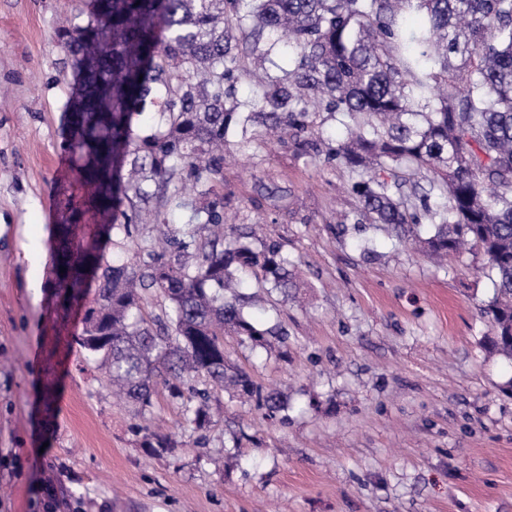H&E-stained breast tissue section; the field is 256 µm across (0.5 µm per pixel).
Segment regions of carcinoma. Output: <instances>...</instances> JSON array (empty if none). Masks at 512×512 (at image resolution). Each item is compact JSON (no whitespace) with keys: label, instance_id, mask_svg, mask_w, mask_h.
<instances>
[{"label":"carcinoma","instance_id":"carcinoma-1","mask_svg":"<svg viewBox=\"0 0 512 512\" xmlns=\"http://www.w3.org/2000/svg\"><path fill=\"white\" fill-rule=\"evenodd\" d=\"M85 13L58 35L75 72L64 147L78 186L58 191L67 247L50 287L65 310L87 301L73 344L139 413L159 378L172 398L189 394L198 429L226 384L271 417L285 409L247 373L227 375L224 333L263 347L287 332L224 291L242 272L286 291L293 261L224 224V150L268 152L271 133L282 145L290 132L305 154L319 112L338 123L326 161L355 200L341 223L379 224L437 257L480 250L488 348L512 362V0H85ZM414 13L425 22L410 32ZM133 224L156 225L165 248ZM115 230L136 263L108 257ZM151 295L163 314L146 311Z\"/></svg>","mask_w":512,"mask_h":512}]
</instances>
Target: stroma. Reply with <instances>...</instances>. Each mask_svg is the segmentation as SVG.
Here are the masks:
<instances>
[{
	"mask_svg": "<svg viewBox=\"0 0 512 512\" xmlns=\"http://www.w3.org/2000/svg\"><path fill=\"white\" fill-rule=\"evenodd\" d=\"M85 19L84 0H0V512H44L49 486L56 512H512V365L485 348V258L437 263L377 225L337 227L347 172L290 146L233 148L223 188L229 219L295 265L288 293L249 290L252 317L287 337L224 339L285 419L223 391L198 429L161 384L147 416L173 445L143 446L47 286L73 180L56 35ZM263 186L277 208L253 207Z\"/></svg>",
	"mask_w": 512,
	"mask_h": 512,
	"instance_id": "obj_1",
	"label": "stroma"
}]
</instances>
